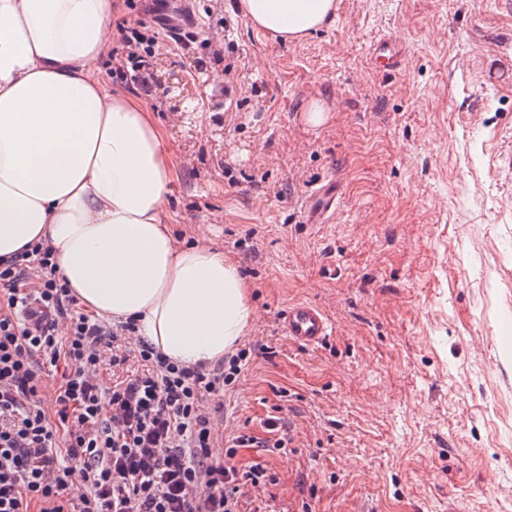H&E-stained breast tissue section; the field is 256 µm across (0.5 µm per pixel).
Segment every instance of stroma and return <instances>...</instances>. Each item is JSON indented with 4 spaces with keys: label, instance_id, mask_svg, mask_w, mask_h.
Listing matches in <instances>:
<instances>
[{
    "label": "stroma",
    "instance_id": "obj_1",
    "mask_svg": "<svg viewBox=\"0 0 512 512\" xmlns=\"http://www.w3.org/2000/svg\"><path fill=\"white\" fill-rule=\"evenodd\" d=\"M237 0H193L195 39L175 43L153 0H119L114 28L141 20L170 70L195 82V110L155 82L98 77L141 99L178 163L169 208L178 244L206 242L245 276L250 356L224 393L218 436L277 477L276 512H512V0H336L298 41L255 30ZM390 40L400 71L375 72ZM232 67L234 80L212 85ZM319 104L326 121L305 115ZM339 187L307 224L311 189ZM323 307L316 348L284 336L291 302Z\"/></svg>",
    "mask_w": 512,
    "mask_h": 512
}]
</instances>
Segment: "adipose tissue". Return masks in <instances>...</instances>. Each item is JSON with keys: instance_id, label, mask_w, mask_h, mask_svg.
Instances as JSON below:
<instances>
[{"instance_id": "adipose-tissue-1", "label": "adipose tissue", "mask_w": 512, "mask_h": 512, "mask_svg": "<svg viewBox=\"0 0 512 512\" xmlns=\"http://www.w3.org/2000/svg\"><path fill=\"white\" fill-rule=\"evenodd\" d=\"M116 0H0V260L40 242L90 314L135 320L184 366L222 362L254 308L238 264L178 246L168 199L176 157L150 109L107 89ZM257 30L296 40L336 0H238Z\"/></svg>"}]
</instances>
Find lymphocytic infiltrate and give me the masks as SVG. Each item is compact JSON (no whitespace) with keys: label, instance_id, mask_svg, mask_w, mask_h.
Instances as JSON below:
<instances>
[{"label":"lymphocytic infiltrate","instance_id":"1","mask_svg":"<svg viewBox=\"0 0 512 512\" xmlns=\"http://www.w3.org/2000/svg\"><path fill=\"white\" fill-rule=\"evenodd\" d=\"M122 47L115 76L144 80L156 37L133 24ZM75 305L50 247L0 264V512H268L243 489L274 474L235 461L257 439L240 432L223 461L210 453L246 350L211 369L186 367L136 339L134 323L115 328ZM106 347L113 365H140L108 390L99 379ZM47 366L64 369L49 392Z\"/></svg>","mask_w":512,"mask_h":512}]
</instances>
